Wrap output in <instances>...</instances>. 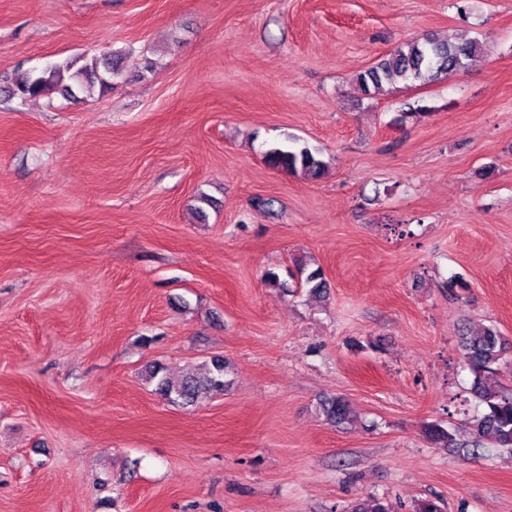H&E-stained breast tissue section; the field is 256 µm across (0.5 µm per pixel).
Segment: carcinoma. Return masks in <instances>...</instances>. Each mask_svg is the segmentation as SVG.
<instances>
[{"label": "carcinoma", "instance_id": "obj_1", "mask_svg": "<svg viewBox=\"0 0 512 512\" xmlns=\"http://www.w3.org/2000/svg\"><path fill=\"white\" fill-rule=\"evenodd\" d=\"M482 50L477 41L456 44L429 34L413 37L359 73L356 81L361 91L368 95L399 82H436L464 68L467 61ZM111 72L116 74L118 69L110 54L94 56L78 69L71 62L54 63L16 83L12 95L26 100L40 98L52 90L70 94L73 81L83 89L93 87L96 82L100 88L108 89L112 87ZM265 162L274 170L312 178L324 175L329 169L319 149L301 144L295 138L269 148ZM298 274L302 276L298 286L306 287L314 294L327 291L328 284L321 269L307 273L301 266ZM458 337L461 355L473 376L471 390L486 404L488 411L471 419L464 435L453 427L446 429L439 423H429L424 428L425 437L434 448L472 459L488 445L512 452V391L494 379L497 365L509 349L508 342L493 326L483 327L476 333L461 329ZM146 375L149 383L154 385V393L162 400L193 407L206 395L224 393L229 363L222 356H214L177 380L164 373V368L159 365L149 367ZM319 411L334 426H345L354 418L348 401L339 396L321 400Z\"/></svg>", "mask_w": 512, "mask_h": 512}]
</instances>
